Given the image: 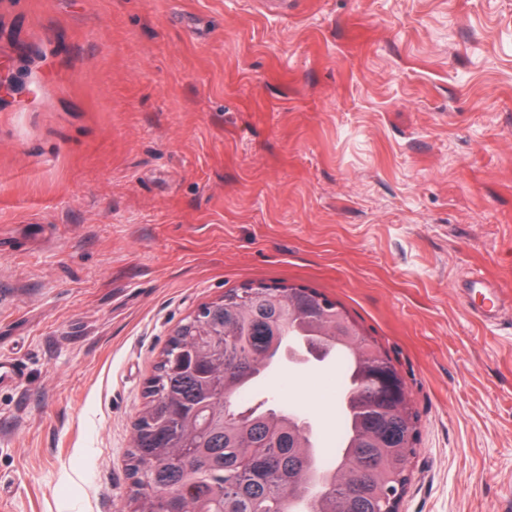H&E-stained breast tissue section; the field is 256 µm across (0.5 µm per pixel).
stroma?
Masks as SVG:
<instances>
[{"label": "stroma", "instance_id": "stroma-1", "mask_svg": "<svg viewBox=\"0 0 512 512\" xmlns=\"http://www.w3.org/2000/svg\"><path fill=\"white\" fill-rule=\"evenodd\" d=\"M0 74L5 512H123L172 331L259 282L401 371V512H512V0H0ZM335 377L284 363L252 401L331 448ZM472 288H485L484 299L480 306L475 309L476 316L485 320L495 318L501 311L502 305V298L499 290L496 288H487L482 285L481 282L477 281L472 284Z\"/></svg>", "mask_w": 512, "mask_h": 512}]
</instances>
